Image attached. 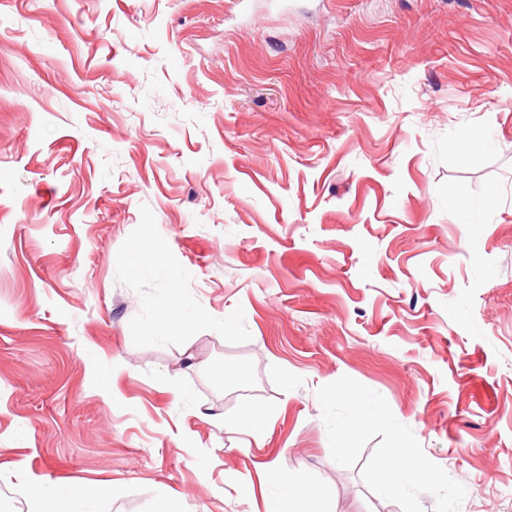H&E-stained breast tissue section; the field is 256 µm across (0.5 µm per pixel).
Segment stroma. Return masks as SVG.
I'll list each match as a JSON object with an SVG mask.
<instances>
[{"label": "stroma", "mask_w": 512, "mask_h": 512, "mask_svg": "<svg viewBox=\"0 0 512 512\" xmlns=\"http://www.w3.org/2000/svg\"><path fill=\"white\" fill-rule=\"evenodd\" d=\"M344 375L512 512V0H0V512H401Z\"/></svg>", "instance_id": "1"}]
</instances>
